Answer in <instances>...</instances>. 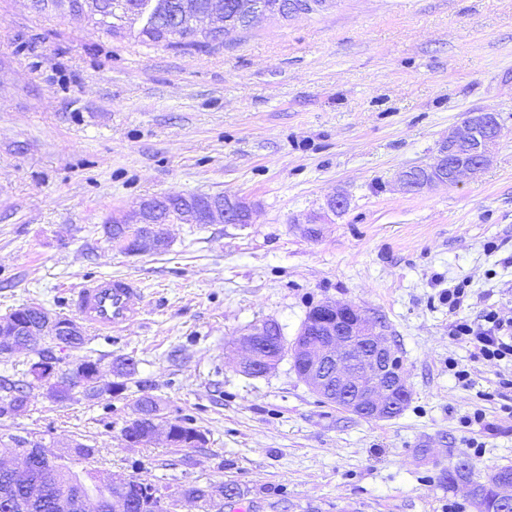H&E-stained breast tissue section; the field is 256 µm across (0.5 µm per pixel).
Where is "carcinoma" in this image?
<instances>
[{"instance_id":"obj_1","label":"carcinoma","mask_w":512,"mask_h":512,"mask_svg":"<svg viewBox=\"0 0 512 512\" xmlns=\"http://www.w3.org/2000/svg\"><path fill=\"white\" fill-rule=\"evenodd\" d=\"M33 6L39 11L66 12L87 18L94 26L112 36L125 34L135 36L139 42L147 45H163L167 48L187 51H206L224 45V36L230 30H246L251 26L249 16L255 4L263 6L265 13L279 15L287 19L299 9H289L291 0H32ZM224 12V29L219 32L208 31L197 27V21L213 13ZM205 205V196L190 194L176 198H168L167 204L161 209L156 219L162 222L175 223L179 212L187 204ZM39 307L23 305L3 320L13 324L16 330L15 340L18 348H28L37 355V359L29 363L26 375L30 377L28 384L36 387L33 379L37 378L49 384L52 399L56 402H71L77 395L84 398H99L105 394H113L120 389V383L110 382L106 389L91 382L77 384L76 378L80 371L95 365L85 360L75 368L62 366V358L51 351H39L37 346L43 337L32 335L36 325ZM267 339L272 341L274 351L270 353L269 368H274L281 360L278 355L281 341L284 340L281 327L273 322ZM113 373L117 377L128 378L136 373V362L130 357L118 358L113 363ZM159 403L150 396L141 398L137 403L136 417L122 429V436L131 444H148L154 439L153 418L159 416ZM173 431L172 445L176 447L195 448L205 442L204 435L190 426L183 419L171 425ZM84 486L91 496L103 497L110 488L96 483V471L87 469L78 474L67 469L55 475L52 480V491L36 512H53V501L65 494L72 493L78 486Z\"/></svg>"}]
</instances>
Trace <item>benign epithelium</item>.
Instances as JSON below:
<instances>
[{
	"mask_svg": "<svg viewBox=\"0 0 512 512\" xmlns=\"http://www.w3.org/2000/svg\"><path fill=\"white\" fill-rule=\"evenodd\" d=\"M501 136V126L495 114L479 112L463 125L453 129L439 148L448 157V169L436 167L427 175L414 180L403 172L399 183L406 191H417L435 184L458 183L464 177L481 172L491 162L494 148ZM160 197L143 200L137 208L112 217V223L130 227L131 254L147 255L163 252L169 246L168 225L155 224L152 217ZM204 217L206 224H249L251 207L243 200L227 195H211ZM42 333L57 338L84 335V326L76 321L66 323L48 312L40 314ZM261 325L251 327L238 344L243 352L241 364L255 376L265 374L269 343ZM285 351L297 366L303 382L316 394L336 395L349 411L369 420H383L404 408L411 398V389L399 358L388 344L387 336L359 306L349 302L324 301L316 306L315 319L301 327L298 337ZM28 453L20 456L21 465L6 456L0 463L4 470L28 486L25 499L13 503L7 493H0V504L11 512H27V506L41 502L45 494L42 483L28 481V467L33 460L43 463V472L51 477L64 465L62 456L27 438L21 439ZM98 482L114 492L100 500L80 494L60 497L56 506L62 512H131L135 503L127 496L128 481L116 482L102 472ZM475 512H512V480H501L495 495L488 501L475 487L467 490ZM195 486H188L179 496L157 500L159 512H179L182 502L196 499Z\"/></svg>",
	"mask_w": 512,
	"mask_h": 512,
	"instance_id": "1",
	"label": "benign epithelium"
}]
</instances>
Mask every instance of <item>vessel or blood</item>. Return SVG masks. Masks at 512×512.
Listing matches in <instances>:
<instances>
[{
	"mask_svg": "<svg viewBox=\"0 0 512 512\" xmlns=\"http://www.w3.org/2000/svg\"><path fill=\"white\" fill-rule=\"evenodd\" d=\"M73 304L81 321L108 334L140 316L145 296L132 278L101 276L80 282L73 290Z\"/></svg>",
	"mask_w": 512,
	"mask_h": 512,
	"instance_id": "obj_1",
	"label": "vessel or blood"
}]
</instances>
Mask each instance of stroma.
Instances as JSON below:
<instances>
[{
  "instance_id": "stroma-1",
  "label": "stroma",
  "mask_w": 512,
  "mask_h": 512,
  "mask_svg": "<svg viewBox=\"0 0 512 512\" xmlns=\"http://www.w3.org/2000/svg\"><path fill=\"white\" fill-rule=\"evenodd\" d=\"M478 112L502 127L490 165L403 190L399 174L433 163ZM219 193L244 198L252 223L174 224L154 255L103 233L142 199ZM334 195L347 206L331 215ZM86 275L135 278L146 308L119 334L86 330L66 364L131 357L136 374L109 399L36 396L0 419L1 440L36 436L66 458L81 442L95 453L73 470L171 493L237 485L223 512H473L448 471L465 458L482 481L512 466V389L499 386L512 362L475 358L448 331L490 308L512 318V0H338L191 53L0 0V316L37 304L74 317ZM463 280L455 314L439 295ZM326 300L385 326L411 389L399 416L326 401L287 357L240 370L246 329L270 319L294 339ZM145 396L205 444L127 443ZM478 409L484 423L464 430Z\"/></svg>"
}]
</instances>
